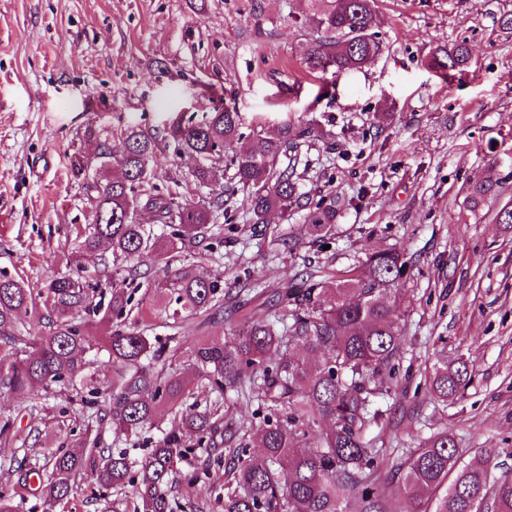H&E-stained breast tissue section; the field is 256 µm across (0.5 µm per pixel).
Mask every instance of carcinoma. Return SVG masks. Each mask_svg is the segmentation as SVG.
Segmentation results:
<instances>
[{
	"instance_id": "1",
	"label": "carcinoma",
	"mask_w": 512,
	"mask_h": 512,
	"mask_svg": "<svg viewBox=\"0 0 512 512\" xmlns=\"http://www.w3.org/2000/svg\"><path fill=\"white\" fill-rule=\"evenodd\" d=\"M317 37L305 59L306 68L340 75L360 69L380 54L374 0H306ZM470 58L466 42L452 50H437L432 66L458 71ZM240 113L211 108L201 120L181 116L164 136L136 129L125 132L113 147L110 137L100 141V159L89 162L82 152L71 155L74 178L82 181L93 208V221L77 233L78 252L95 256L105 246L112 260H131L144 253L159 256L181 253L211 236L216 219L224 214V169L230 156L233 178L248 190L253 223L264 224L268 213L288 217L302 206L299 176L288 156L318 136L312 124L283 118L268 135L241 132ZM176 160L191 162L190 175L211 188L203 204L180 203L170 190L151 183L149 162L158 142ZM121 175H110L112 166ZM141 211L168 228L161 239L138 219ZM336 201L316 204L309 225L314 242L331 237ZM408 273L405 254L396 248L371 254L347 278L326 281L319 266L309 265L296 283L276 293V305L288 308L291 323L280 330L272 322L253 320L222 340L198 344L191 353L198 380L204 382V401L173 411L182 399L195 395L193 378L166 367L154 369L166 345L146 330L122 325L133 300L124 288H111L108 301H94L100 284L81 277H60L46 292H34L24 282L0 273V379L11 391L25 395L57 384L81 382L90 361L81 354L86 345L85 323L74 317L80 308L110 327L106 351L112 359V382L104 416L126 433L152 426L165 413L174 421L147 455L82 443L58 449L45 466L35 470L50 499L70 496L75 479L92 485L123 488L131 485L139 499L138 512H173L172 488L178 481L177 462L205 449L203 466L224 464V512H387L380 494L379 449L368 432L384 421L374 399L389 388L375 376L394 365L402 353V336L392 320L397 292ZM147 287L155 297L148 310L172 307V320L181 314L217 323L221 312L232 316L239 304L224 305L219 280H204L182 266L169 265L148 274ZM49 317V332L30 338L19 327L20 312ZM298 346L301 360L288 353ZM430 392L441 403L465 386L463 361L441 360L431 368ZM256 398L267 405L264 418L251 435L263 458L248 455L239 442L226 447L215 437L224 420V391ZM195 438L191 444L184 433ZM491 461L476 456L460 463L452 435L444 430L422 441L394 467L399 479L400 506L395 512H512V474L491 476Z\"/></svg>"
}]
</instances>
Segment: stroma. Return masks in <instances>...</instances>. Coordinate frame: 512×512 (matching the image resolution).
<instances>
[{"mask_svg": "<svg viewBox=\"0 0 512 512\" xmlns=\"http://www.w3.org/2000/svg\"><path fill=\"white\" fill-rule=\"evenodd\" d=\"M380 55L336 77L309 72L304 60L316 30L305 0H0V272L42 290L86 268L88 280L122 283L148 254L118 265L76 252L90 199L69 157L89 154L87 125L120 140L131 127L164 132L183 114H202L223 97L240 112L243 133L271 134L282 117L318 121L323 135L302 149L299 186L309 205L273 215L254 232L247 192L224 168V198L236 226L221 246L201 243L173 257L198 277L220 274L225 287L248 278L244 311L265 316L269 295L295 281L305 261L344 276L371 253L405 252L411 264L395 322L403 354L387 380L384 429H373L384 464L404 460L446 430L462 460L489 456L512 472V224L495 220L512 205V30L499 18L512 0H375ZM467 42L459 71L431 65L433 53ZM154 182L196 203L207 188L189 164L158 149ZM493 188L485 195L475 189ZM335 200L336 234L328 246L309 235V206ZM292 238L288 250L271 231ZM150 335L172 338L173 368L191 373L189 355L222 325L187 317L171 328L146 319ZM98 348L89 377L20 396L0 386V426L13 459L0 460V492L14 494L23 471L49 449L77 447L87 425L101 447L147 454L169 420L135 435L97 421L88 392L112 377L107 332L87 321ZM466 360L471 379L452 402L434 400L426 381L433 363ZM260 421L256 400L224 392L221 435L242 437ZM202 452L178 462V512H221L224 469L198 473ZM17 512H132L134 489L103 490L76 480L72 495L51 501L22 491Z\"/></svg>", "mask_w": 512, "mask_h": 512, "instance_id": "stroma-1", "label": "stroma"}]
</instances>
